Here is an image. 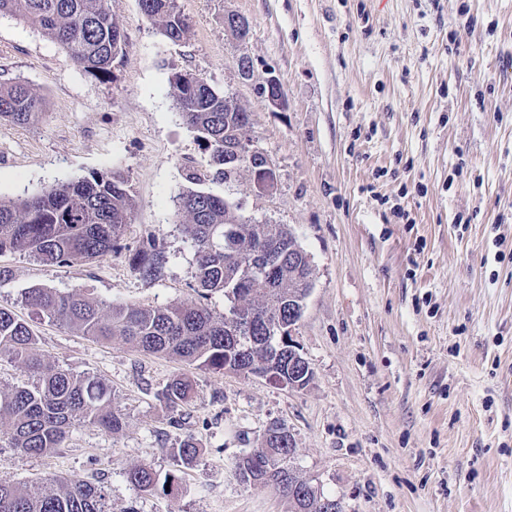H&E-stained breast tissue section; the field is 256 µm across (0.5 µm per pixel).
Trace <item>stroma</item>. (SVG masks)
Wrapping results in <instances>:
<instances>
[{
	"instance_id": "obj_1",
	"label": "stroma",
	"mask_w": 512,
	"mask_h": 512,
	"mask_svg": "<svg viewBox=\"0 0 512 512\" xmlns=\"http://www.w3.org/2000/svg\"><path fill=\"white\" fill-rule=\"evenodd\" d=\"M178 6L191 29L174 44L138 0H112L125 49L105 79L0 17V82L45 101L33 123L0 120V198L95 172L123 175L134 198L120 246L94 261L0 255V308L29 318L33 287L199 303L177 217L193 171L253 222L288 225L308 254L314 286L294 339L313 378L291 390L38 320L37 353L104 381L125 424L114 434L76 425L46 455L0 446V482L76 475L105 489L111 512H290L275 488L235 474L278 422L295 437L299 476L346 512H512V0ZM228 12L249 20L246 42L225 31ZM183 71L252 112L254 144L276 165L272 194L255 195L247 172L227 183L209 167L176 105L171 79ZM271 76L279 108L265 98ZM150 236L164 261L146 279L129 254ZM178 375L196 397L174 425L156 393ZM186 439L200 457L183 467L169 450ZM142 463L177 485L139 489L126 473Z\"/></svg>"
}]
</instances>
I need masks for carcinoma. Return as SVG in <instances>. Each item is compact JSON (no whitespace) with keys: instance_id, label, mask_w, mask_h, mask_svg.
<instances>
[{"instance_id":"obj_1","label":"carcinoma","mask_w":512,"mask_h":512,"mask_svg":"<svg viewBox=\"0 0 512 512\" xmlns=\"http://www.w3.org/2000/svg\"><path fill=\"white\" fill-rule=\"evenodd\" d=\"M142 14L158 25L173 44L186 39L190 23L177 0H139ZM14 17L61 46L85 73L104 78L119 49V18L112 0H0V16ZM177 107L209 153V165L229 182L233 166L224 158V139L239 124L219 92L204 80L180 74L174 82ZM43 112L42 96L21 82H0V119L28 124ZM133 197L127 179L93 173L58 183L26 199H0V255L28 254L53 266L95 260L117 248L131 218ZM178 216L188 225L195 251L193 288L207 299L221 294L238 302L247 319L240 333L226 330L227 318L214 317L204 305L164 307L91 300L79 292L30 288L25 301L35 314L103 342L124 341L155 355L178 358L199 369L268 376L288 381V337L270 335L274 322L302 316L313 288L314 269L293 232L284 224H255L239 207L210 192L190 189L180 197ZM158 244L147 238L130 256L145 278L157 271ZM30 324L0 308V357L16 361L37 378L29 387L0 391V441L26 454H47L61 447L77 424L112 433L124 426L112 410L109 388L45 362L35 350ZM194 397L192 383L172 378L157 393L170 413ZM263 450L236 462L244 484L272 486L296 499L294 512H315L298 498L297 478L288 475V434L272 423L261 440ZM184 466L197 461L200 449L190 439L171 449ZM128 480L144 491L173 486L176 476L160 477L147 464L132 467ZM0 512H109L105 490L77 476L63 477L49 488L42 482L16 486L0 482Z\"/></svg>"}]
</instances>
